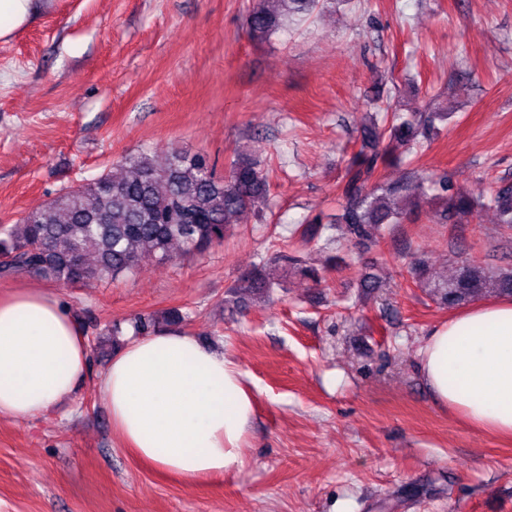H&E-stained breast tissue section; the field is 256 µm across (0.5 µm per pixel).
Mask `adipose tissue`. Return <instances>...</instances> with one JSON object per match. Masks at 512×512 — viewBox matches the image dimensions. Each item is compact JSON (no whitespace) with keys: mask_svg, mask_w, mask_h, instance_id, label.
<instances>
[{"mask_svg":"<svg viewBox=\"0 0 512 512\" xmlns=\"http://www.w3.org/2000/svg\"><path fill=\"white\" fill-rule=\"evenodd\" d=\"M52 0H0V41ZM420 373L435 401L512 436V297L477 303L433 329ZM89 377L80 323L59 296L24 285L0 293V417L43 415ZM127 451L192 485L240 469L254 397L239 365L176 329L129 339L100 380Z\"/></svg>","mask_w":512,"mask_h":512,"instance_id":"obj_1","label":"adipose tissue"}]
</instances>
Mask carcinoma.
I'll list each match as a JSON object with an SVG mask.
<instances>
[{"instance_id": "cac0c4a2", "label": "carcinoma", "mask_w": 512, "mask_h": 512, "mask_svg": "<svg viewBox=\"0 0 512 512\" xmlns=\"http://www.w3.org/2000/svg\"><path fill=\"white\" fill-rule=\"evenodd\" d=\"M318 0H254L247 14L249 31L270 35L285 21L308 14ZM447 112H396L391 105L377 106L361 127V149L342 178L345 199L336 223L355 244L370 239L388 224L402 222L404 212L388 200L401 186H368L378 161L395 153H409L429 139L436 122L448 120ZM125 174L102 173L78 189L31 209L17 224L0 225V265L3 277L35 274L51 283L81 284L89 280H115L134 274L146 260L169 262L181 255L201 254L224 237L247 210L265 204L266 174L260 161L238 154L228 163L224 176L205 153L170 151L163 161L155 152L143 150L121 162ZM445 180L420 177L415 180L412 205L442 203L445 221L472 216L484 205V196L452 195ZM490 206L498 223L512 227V185L504 183L491 191ZM274 265L281 268L275 279L266 267L244 274L229 293L270 296L283 288L288 277L300 273L321 278L298 257L280 254ZM419 287L429 291L446 308L486 295L512 297V269L492 272L475 263H462L458 276L439 283L427 277L425 260L414 262ZM177 325L185 315L177 309L160 318L138 314L130 326L137 335L157 331L160 322Z\"/></svg>"}]
</instances>
